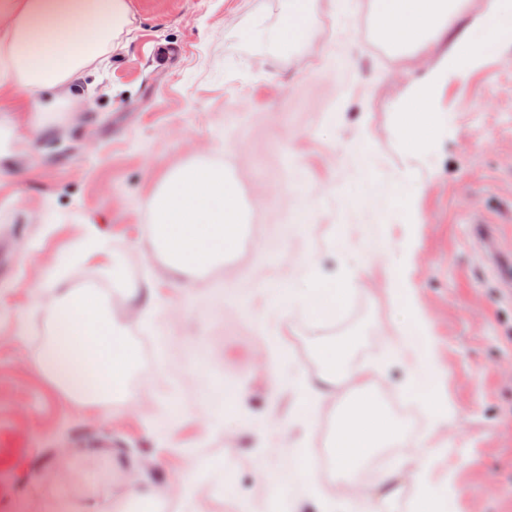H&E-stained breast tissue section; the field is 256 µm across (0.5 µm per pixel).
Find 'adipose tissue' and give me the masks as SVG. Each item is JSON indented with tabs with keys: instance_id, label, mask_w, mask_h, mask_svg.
<instances>
[{
	"instance_id": "adipose-tissue-1",
	"label": "adipose tissue",
	"mask_w": 512,
	"mask_h": 512,
	"mask_svg": "<svg viewBox=\"0 0 512 512\" xmlns=\"http://www.w3.org/2000/svg\"><path fill=\"white\" fill-rule=\"evenodd\" d=\"M131 2L0 0V103L17 99L21 111L42 114L74 111L77 90L94 94L112 52L124 48L125 38L131 37ZM469 2L373 0V31L397 58L427 50L444 34L452 36L447 51L392 107L395 143L407 156L421 155L447 139L448 118L440 98L449 76L479 66L498 39L512 35V0H486L473 17L466 14ZM309 22L308 9H292L278 28L252 30L244 38L285 49ZM148 213L147 232L156 255L168 269L183 273L224 264L237 251L248 222L237 179L221 164L196 159L165 174ZM301 276L303 288L269 291L271 307L319 320L335 317L351 281L348 262H340L335 276L327 277L307 260ZM384 286L402 315L390 346L406 365L407 395L426 402L427 431L408 439L372 396L367 369L351 362L347 348L335 340L316 344L318 370L299 373L291 388L301 413L333 404L331 465L350 489L324 496L320 474L307 464L305 443L296 439L288 448V474L279 478L266 512H303L307 506L313 512H390L388 501H371L352 488L371 458L388 447L409 451L406 463L420 486L413 512H439L442 506L456 505L455 473L439 468L455 446L446 434L454 409L447 397L429 394L438 376V355L426 331L427 319L415 303L405 260L388 264ZM47 318L52 333L39 365L57 387L81 405H142L141 394L131 388L138 350L96 289L58 285Z\"/></svg>"
}]
</instances>
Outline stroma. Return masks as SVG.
<instances>
[{
    "instance_id": "stroma-1",
    "label": "stroma",
    "mask_w": 512,
    "mask_h": 512,
    "mask_svg": "<svg viewBox=\"0 0 512 512\" xmlns=\"http://www.w3.org/2000/svg\"><path fill=\"white\" fill-rule=\"evenodd\" d=\"M137 30L112 55L102 90L78 111L50 116L0 108V512H81L98 477L100 492L125 496L136 464L156 459L153 483L216 461L196 493L206 512H264L259 467L288 465V440L324 447L325 409L307 431L283 434L295 415L289 387L271 395L264 364L285 374L316 372L314 345L354 337L350 355L374 369V393L410 433L422 408L403 396L405 371L387 338L400 321L383 289L384 266L352 284L335 319L271 308L267 291L295 288L304 259L325 272L337 254L358 261L373 238L405 246L418 303L446 372L438 390L454 407L460 512H512V289L499 269L512 260V40L476 69L450 76L441 105L450 132L426 156L402 154L391 138V104L448 48L395 58L370 27V0H351L341 19L332 0H314L297 44L278 51L243 41L254 26H277L289 0H132ZM346 58L335 67L328 54ZM369 135L368 168L344 144ZM198 156L223 164L241 183L250 212L238 252L194 274L168 270L144 230L161 175ZM422 180L419 221L402 225L392 205L400 172ZM486 223H468L466 213ZM108 243L129 282L154 285L167 305L139 320L137 300L114 315L141 341L134 388L151 397L137 412L73 403L44 375L53 279L112 295L107 256L82 252ZM164 344H157L158 335ZM247 385L223 430H207L209 393ZM182 416L158 423L171 401ZM390 483L363 482L379 500L400 489L393 512L418 496L387 448Z\"/></svg>"
}]
</instances>
